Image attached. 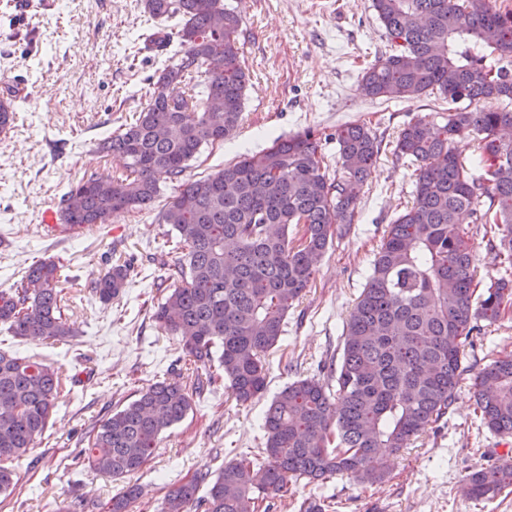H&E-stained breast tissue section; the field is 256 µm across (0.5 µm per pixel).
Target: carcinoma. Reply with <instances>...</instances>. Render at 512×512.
I'll list each match as a JSON object with an SVG mask.
<instances>
[{
  "instance_id": "carcinoma-1",
  "label": "carcinoma",
  "mask_w": 512,
  "mask_h": 512,
  "mask_svg": "<svg viewBox=\"0 0 512 512\" xmlns=\"http://www.w3.org/2000/svg\"><path fill=\"white\" fill-rule=\"evenodd\" d=\"M389 51L362 70L360 92L399 101L436 94L446 112L402 129L397 158L416 165L411 207L389 225L372 274L346 325L336 385L305 378L286 386L263 414L262 456H243L214 474L207 468L170 490L161 512H260L261 503L310 483L347 475L374 484L388 473L381 449L408 447L447 414L466 368L462 347L512 311V142L500 139L512 110V10L498 0H371ZM154 17H181L180 50L151 82L130 123L103 138L101 151L125 161L120 175L92 174L70 187L58 212L67 230H92L153 207L160 183L177 191L158 213L186 248L181 284L155 319L198 361L220 351L232 396L245 404L266 389V354L280 341L288 311L314 280L336 224H350L381 151L366 124L336 128V177L327 175L320 139L307 130L200 179L183 175L201 148L224 141L242 119L248 75L239 53L240 15L224 0H144ZM477 143L474 166L457 144ZM485 197L488 203L480 204ZM472 217L502 271L482 292L474 284ZM303 225L299 243L289 238ZM62 266L32 265L19 286L0 291V322L32 341L62 340ZM131 262L117 258L93 284L106 305L128 283ZM61 368L0 351V462L16 460L48 427ZM159 380L93 428L81 462L123 478L153 456L162 432L180 422L192 397L213 386ZM481 423L512 435V353L473 374ZM205 495H198L202 486ZM512 486V464H482L466 478L470 500ZM128 485L108 512H130Z\"/></svg>"
}]
</instances>
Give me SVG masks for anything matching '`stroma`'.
Returning a JSON list of instances; mask_svg holds the SVG:
<instances>
[{"label": "stroma", "mask_w": 512, "mask_h": 512, "mask_svg": "<svg viewBox=\"0 0 512 512\" xmlns=\"http://www.w3.org/2000/svg\"><path fill=\"white\" fill-rule=\"evenodd\" d=\"M242 16L240 46L249 76L242 121L224 142L203 147L185 176L199 179L278 137L344 123L371 124L383 150L361 193L348 233L335 234L318 272L289 311L285 332L268 357L263 395L242 404L232 396L218 356L205 363L215 388L194 397L183 420L166 430L154 456L123 480L84 468L77 455L95 424L160 379L189 382L195 366L177 336L154 318L179 284L181 251L171 225L135 212L90 232L47 233L41 213L61 192L92 173L114 175L122 160L97 145L148 102L165 56L144 49L151 33H176L173 18H153L142 0H0V98L21 92L14 121L0 131V290L15 287L29 266H65L63 318L74 334L33 342L0 324V350L63 367L76 386L63 393L45 434L11 464L19 483L0 494V512H57L80 498L87 512H107L125 484L142 494L132 512H159L164 496L195 470L257 453L261 418L289 383L318 375L342 354L343 333L371 273L389 224L413 200L414 168L393 149L412 118L444 109L435 96L374 101L358 89V73L386 50L371 0H225ZM128 253L135 271L122 298L104 305L89 290L111 261ZM512 352V317L484 324L464 348L465 373L439 426L391 455L387 478L373 485L348 476L290 484L270 512H298L306 499L324 512H512V493L480 503L462 481L485 462L512 463V436L497 435L474 413L472 374Z\"/></svg>", "instance_id": "35a3bbf8"}]
</instances>
